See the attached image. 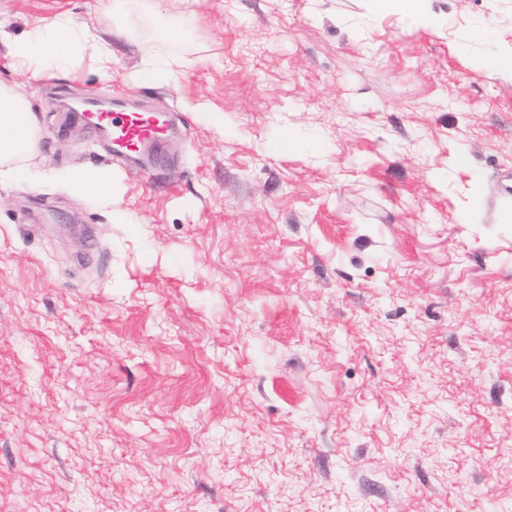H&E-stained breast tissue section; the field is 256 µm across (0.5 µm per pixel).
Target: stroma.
I'll return each mask as SVG.
<instances>
[{
    "label": "stroma",
    "mask_w": 512,
    "mask_h": 512,
    "mask_svg": "<svg viewBox=\"0 0 512 512\" xmlns=\"http://www.w3.org/2000/svg\"><path fill=\"white\" fill-rule=\"evenodd\" d=\"M107 0H0L20 36ZM0 184V512H512V0H146ZM181 20L186 40L161 37ZM165 59L164 86L138 71ZM182 120L135 171L86 93ZM111 168L113 208L63 175ZM378 10L382 13L409 15L422 23H430L429 0H375ZM483 68L491 78H512V46L487 59Z\"/></svg>",
    "instance_id": "1"
}]
</instances>
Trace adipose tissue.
I'll use <instances>...</instances> for the list:
<instances>
[{
	"mask_svg": "<svg viewBox=\"0 0 512 512\" xmlns=\"http://www.w3.org/2000/svg\"><path fill=\"white\" fill-rule=\"evenodd\" d=\"M108 10L114 24L105 36L61 12L19 37L0 26V41H6L10 56L20 66L36 75L64 73L86 59L104 73L112 64L113 41L130 40L136 28L149 24L146 16L133 12L132 0H110ZM37 135V117L29 102L13 88L0 85V180L34 181L28 161L36 149ZM65 181L73 191L91 192L105 202L116 191L107 169H74L66 173Z\"/></svg>",
	"mask_w": 512,
	"mask_h": 512,
	"instance_id": "1",
	"label": "adipose tissue"
}]
</instances>
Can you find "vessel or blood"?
I'll return each instance as SVG.
<instances>
[{
    "label": "vessel or blood",
    "mask_w": 512,
    "mask_h": 512,
    "mask_svg": "<svg viewBox=\"0 0 512 512\" xmlns=\"http://www.w3.org/2000/svg\"><path fill=\"white\" fill-rule=\"evenodd\" d=\"M80 118L99 134L105 153L130 163L154 156L171 129L168 112L149 107L111 108L92 100Z\"/></svg>",
    "instance_id": "obj_1"
}]
</instances>
